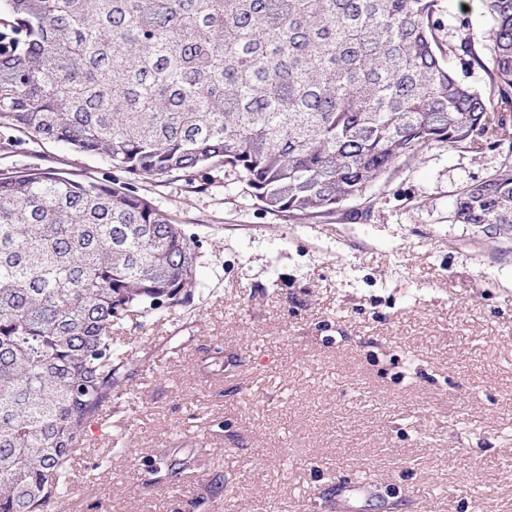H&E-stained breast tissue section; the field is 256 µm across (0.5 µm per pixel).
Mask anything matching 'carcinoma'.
<instances>
[{"label": "carcinoma", "instance_id": "obj_1", "mask_svg": "<svg viewBox=\"0 0 512 512\" xmlns=\"http://www.w3.org/2000/svg\"><path fill=\"white\" fill-rule=\"evenodd\" d=\"M512 94V0H482ZM442 0H0V127L132 178L222 166L313 219L397 160L504 129L444 62ZM455 223L512 238V165ZM196 254L147 198L29 168L0 177V512L66 497L131 313L190 304Z\"/></svg>", "mask_w": 512, "mask_h": 512}]
</instances>
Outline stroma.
Listing matches in <instances>:
<instances>
[{
    "label": "stroma",
    "mask_w": 512,
    "mask_h": 512,
    "mask_svg": "<svg viewBox=\"0 0 512 512\" xmlns=\"http://www.w3.org/2000/svg\"><path fill=\"white\" fill-rule=\"evenodd\" d=\"M445 2L449 66L512 118L484 5ZM511 163L512 137L433 142L293 222L220 167L134 180L0 127V174L150 199L193 239L201 283L123 320L112 398L49 512H512V241L453 221L463 188Z\"/></svg>",
    "instance_id": "obj_1"
}]
</instances>
